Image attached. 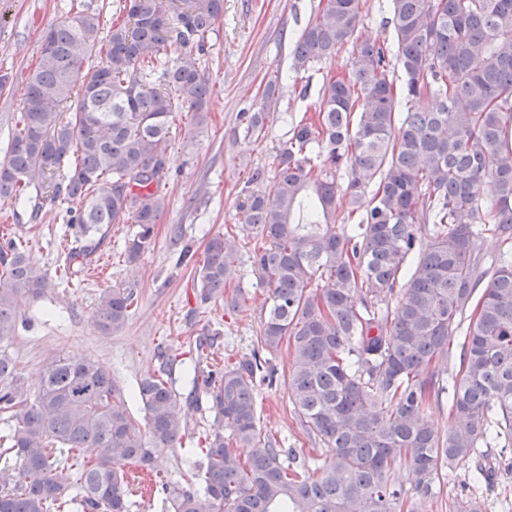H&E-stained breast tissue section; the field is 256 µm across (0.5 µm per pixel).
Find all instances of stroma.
Returning <instances> with one entry per match:
<instances>
[{"instance_id": "stroma-1", "label": "stroma", "mask_w": 512, "mask_h": 512, "mask_svg": "<svg viewBox=\"0 0 512 512\" xmlns=\"http://www.w3.org/2000/svg\"><path fill=\"white\" fill-rule=\"evenodd\" d=\"M320 0H224V14L208 34L204 50L182 49L195 61L212 93L207 122L195 133L192 145L184 135L191 115L176 113L171 128L170 178L167 206L155 226L153 240L136 263H128L125 244L137 230L133 224H115L78 277L63 274V261L73 239L68 224L74 202L52 198L35 184L22 200L0 201V222L30 261L47 272L56 286L35 299L18 300L17 331L6 349L29 385H36L46 363L59 355L90 357L112 370L135 418H142L134 394L140 379L156 371L163 357L174 360L169 384L187 395L194 370L209 360L236 359L257 346L260 315L268 289L252 263L257 234L237 236L236 272L225 292L237 297L236 306L224 301L202 302L194 273L202 265L209 239L238 225L242 189L254 167H270L274 156L302 117L314 113L331 75H347L351 46L335 58L295 72L292 48L296 37L314 20ZM118 0H0V161L15 112L34 70L44 30L72 18L77 11L99 13L111 27ZM359 40L395 45L387 25V0H361ZM277 83L280 99L261 134L247 133L246 114L262 104L268 83ZM134 286L138 299L126 324L104 331L99 320L100 293L115 284ZM220 329L209 358L199 357L194 340L203 332ZM289 348L269 356L278 376L272 385L256 387L263 433L296 449L299 463L315 469L329 452L309 436L294 418L281 381L292 366ZM216 426L207 407L190 410L184 433L173 448L154 454L167 468L168 481L185 484L188 462L203 457ZM495 476L478 495L483 512H512V446H492Z\"/></svg>"}]
</instances>
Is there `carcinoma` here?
<instances>
[{"instance_id":"carcinoma-1","label":"carcinoma","mask_w":512,"mask_h":512,"mask_svg":"<svg viewBox=\"0 0 512 512\" xmlns=\"http://www.w3.org/2000/svg\"><path fill=\"white\" fill-rule=\"evenodd\" d=\"M120 12L104 38L100 16L85 10L47 28L0 164V200L12 201L70 164L52 184L79 205L69 270L83 268L112 224L137 226L126 257L138 261L165 207L172 114L186 107L195 125L207 121L206 79L168 49L203 45L224 0H123ZM389 14L393 49L353 41L360 0H325L294 43L298 72L348 43L352 71L329 78L317 116L295 124L276 156L274 192L261 190L263 167L247 182L242 230L262 236L254 265L269 296L260 350L197 373L189 393L195 403L208 396L216 414L193 465L203 491L166 481L150 452L185 428L164 379L170 361L139 382L142 427L104 364L56 357L33 392L0 349V415L15 421L0 440V512H65L62 454L80 448L99 449L75 480L85 512H129L123 462L155 474L169 512H425L445 468L473 461L475 479L491 480L480 442L512 444V250L487 266L478 240L491 224L512 239V0H389ZM84 51L104 55L85 75ZM393 66L405 76L399 89ZM277 94L267 84L247 131L263 130ZM343 203L358 222L338 232ZM234 256L235 238H210L197 270L202 301L224 297ZM0 266L2 343L16 331L17 295L53 285L16 243L0 245ZM133 303L132 288L105 289L102 328H121ZM460 334L454 423L441 433L425 408L446 392L448 344ZM284 343L293 411L329 448L315 477L260 426L259 351ZM234 444L252 448L246 462ZM402 458L416 474L411 490L392 479Z\"/></svg>"}]
</instances>
